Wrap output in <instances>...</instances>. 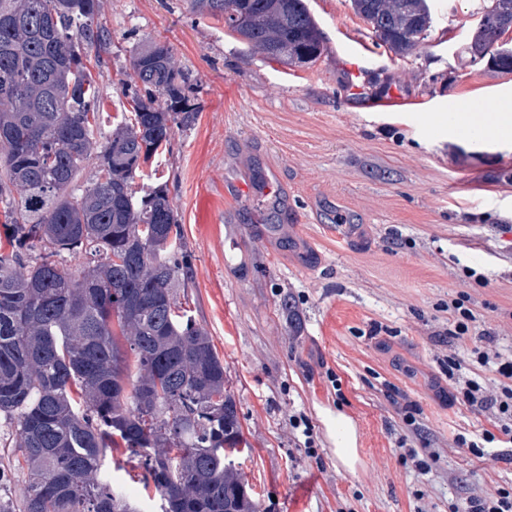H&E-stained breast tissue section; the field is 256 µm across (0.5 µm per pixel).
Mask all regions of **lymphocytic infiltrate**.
I'll list each match as a JSON object with an SVG mask.
<instances>
[{
  "instance_id": "f902f5d3",
  "label": "lymphocytic infiltrate",
  "mask_w": 512,
  "mask_h": 512,
  "mask_svg": "<svg viewBox=\"0 0 512 512\" xmlns=\"http://www.w3.org/2000/svg\"><path fill=\"white\" fill-rule=\"evenodd\" d=\"M474 321L464 298L449 302L448 374L457 380L456 394L472 411L490 417L492 426L469 436L456 435L452 445L479 460H496L500 449L512 447V356L502 352L494 331L474 332ZM395 409L410 428L397 441L400 454L411 460L418 472L427 473L429 460L437 451L416 427L418 409L408 402L396 404Z\"/></svg>"
}]
</instances>
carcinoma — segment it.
Returning <instances> with one entry per match:
<instances>
[{"label":"carcinoma","mask_w":512,"mask_h":512,"mask_svg":"<svg viewBox=\"0 0 512 512\" xmlns=\"http://www.w3.org/2000/svg\"><path fill=\"white\" fill-rule=\"evenodd\" d=\"M97 0H0V417L26 469L0 512H140L103 467L122 450L161 512H259L233 456L242 444L224 360L180 309L192 280L167 184L142 165L195 126L191 75L150 38L118 70L131 122L104 135L83 58L112 53ZM379 45L407 56L429 36V0H351ZM247 49L293 66L324 40L306 0H190ZM470 57L501 52L512 0L477 11ZM94 172L84 177L88 168ZM85 256L79 275L69 255ZM288 333L301 330L283 301Z\"/></svg>","instance_id":"carcinoma-1"}]
</instances>
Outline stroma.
Wrapping results in <instances>:
<instances>
[{"instance_id": "1", "label": "stroma", "mask_w": 512, "mask_h": 512, "mask_svg": "<svg viewBox=\"0 0 512 512\" xmlns=\"http://www.w3.org/2000/svg\"><path fill=\"white\" fill-rule=\"evenodd\" d=\"M307 3L327 50L294 67L245 52L187 0H99L113 48L100 107L116 124L130 111L112 79L148 37L170 42L197 83L198 121L175 133L160 173L193 271L179 300L224 360L249 444L236 461L260 512H454L470 490L512 487V461L450 446L487 418L430 387L449 384L441 338L458 293L512 347V140L452 123L470 103L512 98V73L465 51L482 0H434L426 44L405 57L377 45L349 0ZM257 173L279 178L276 197L225 201ZM395 390L436 441L427 474L396 449ZM299 413L315 454L291 424ZM340 414L356 432L350 468L336 457ZM11 439L0 418L3 501L25 480Z\"/></svg>"}]
</instances>
